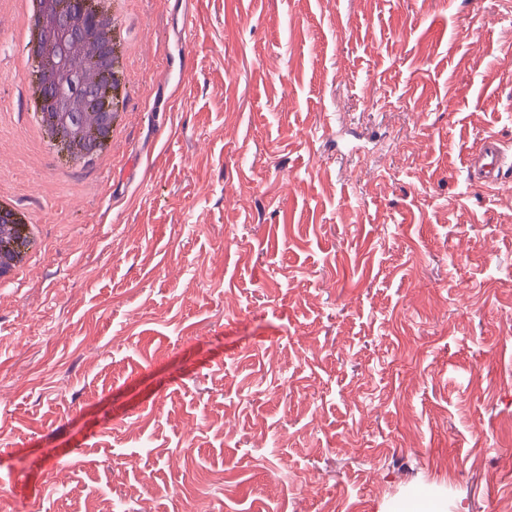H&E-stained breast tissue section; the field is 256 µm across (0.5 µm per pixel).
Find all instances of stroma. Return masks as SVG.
Instances as JSON below:
<instances>
[{
    "mask_svg": "<svg viewBox=\"0 0 512 512\" xmlns=\"http://www.w3.org/2000/svg\"><path fill=\"white\" fill-rule=\"evenodd\" d=\"M108 155L35 141L0 0V512L512 501V0H134ZM474 171L477 184L493 187L511 182L512 157L508 154L503 142L496 135H487L481 141L479 149L469 160L468 171ZM18 251L19 257L7 266H2L0 271L1 286L12 282L34 257L38 245V225L23 224L19 226Z\"/></svg>",
    "mask_w": 512,
    "mask_h": 512,
    "instance_id": "1",
    "label": "stroma"
}]
</instances>
